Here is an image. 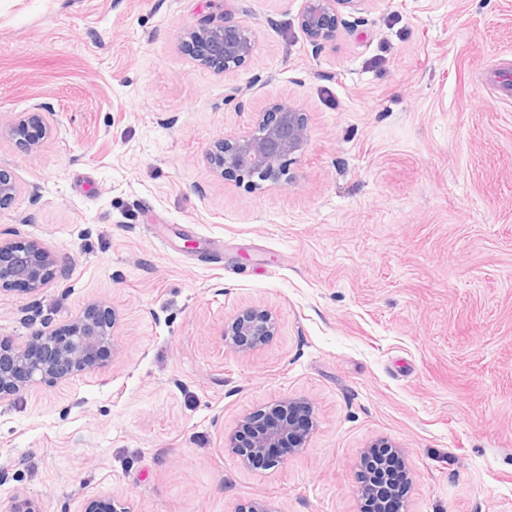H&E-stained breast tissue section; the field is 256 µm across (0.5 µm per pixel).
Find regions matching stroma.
Segmentation results:
<instances>
[{
  "instance_id": "1",
  "label": "stroma",
  "mask_w": 512,
  "mask_h": 512,
  "mask_svg": "<svg viewBox=\"0 0 512 512\" xmlns=\"http://www.w3.org/2000/svg\"><path fill=\"white\" fill-rule=\"evenodd\" d=\"M304 0H0V237L61 274L0 292V340L91 304L104 361L0 403V512L112 495L133 512H358L359 455L402 448L410 512H512V0H365L312 46ZM231 18L251 57L195 66ZM309 139L291 183L207 159L283 100ZM40 109L37 149L9 129ZM268 310L245 355L225 322ZM292 396L306 450L245 472L224 434ZM185 37L197 47L195 61L216 72L242 66L252 55L254 47L251 31L244 26L230 24L225 17L220 23L205 19L189 30ZM275 317L266 311H248L224 325V344L241 352L257 351L277 334Z\"/></svg>"
}]
</instances>
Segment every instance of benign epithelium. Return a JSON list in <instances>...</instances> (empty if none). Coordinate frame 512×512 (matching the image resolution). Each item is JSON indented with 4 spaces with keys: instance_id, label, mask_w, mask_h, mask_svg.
I'll return each mask as SVG.
<instances>
[{
    "instance_id": "7a95c632",
    "label": "benign epithelium",
    "mask_w": 512,
    "mask_h": 512,
    "mask_svg": "<svg viewBox=\"0 0 512 512\" xmlns=\"http://www.w3.org/2000/svg\"><path fill=\"white\" fill-rule=\"evenodd\" d=\"M364 0H305L298 24L307 40L319 46L331 40L342 23L343 12L357 11ZM185 37L196 45L195 61L216 72L242 66L252 55L251 31L229 21L205 19ZM43 122L41 113L25 112L11 127V135L26 139L32 125ZM308 141L305 113L285 100L271 112L257 114L252 127L216 141L208 159L220 172L231 171L240 180L259 188L261 183L292 182L286 163L300 153ZM55 252L38 242L0 239V288L22 283L31 291L47 284L57 268ZM113 314L93 305L70 326L69 334L55 338L42 331L23 348L0 342V403L18 396L37 380H63L95 364L110 350ZM275 317L266 311H248L224 325V344L241 352L257 351L277 334ZM317 427L312 405L283 397L266 410H257L240 419L224 436V447L240 460L243 468L270 469L284 464L286 453L300 451ZM401 450L384 440L371 443L360 453V469L375 460L370 477L378 484L370 492L369 483L356 489L359 501L373 496L372 512H408L404 500H395L389 475V458ZM8 512H39L35 501L19 491L9 503ZM84 512H132L128 503L113 496L90 499Z\"/></svg>"
}]
</instances>
